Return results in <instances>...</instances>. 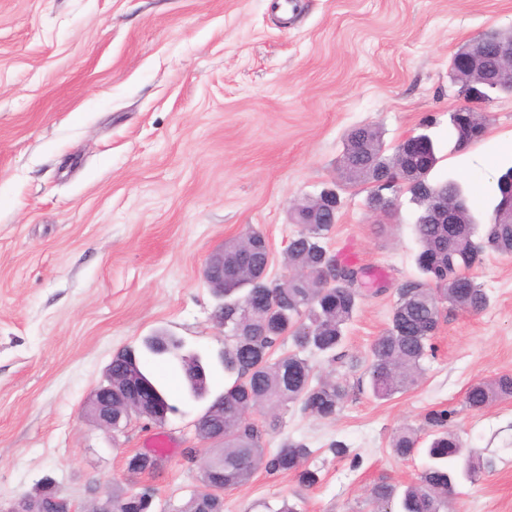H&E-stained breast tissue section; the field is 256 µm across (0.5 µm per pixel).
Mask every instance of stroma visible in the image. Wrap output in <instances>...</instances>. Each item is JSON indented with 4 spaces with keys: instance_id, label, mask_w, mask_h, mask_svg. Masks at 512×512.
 Returning a JSON list of instances; mask_svg holds the SVG:
<instances>
[{
    "instance_id": "stroma-1",
    "label": "stroma",
    "mask_w": 512,
    "mask_h": 512,
    "mask_svg": "<svg viewBox=\"0 0 512 512\" xmlns=\"http://www.w3.org/2000/svg\"><path fill=\"white\" fill-rule=\"evenodd\" d=\"M0 0V505L54 479L76 512L114 487L151 489L171 512L201 489L207 444L178 370L148 356L176 411L164 424L131 416L116 433L85 414L113 355L143 352L162 333L200 353L210 393L224 390V329L203 276L215 248L252 228L269 246L270 277L288 273L293 204L336 186L349 130L378 125L387 146L422 131L439 162L431 181L459 180L477 221L491 214L497 179L512 167V97L482 105L483 138L458 148L448 126L463 100L456 53L481 34L512 30V0ZM339 190L327 242L366 269L348 326L346 360L314 355L317 375L350 391L336 417L289 405L279 432L307 443L320 482L257 470L224 490V512H371L378 479L414 481L421 459L391 451L401 428L426 436L427 413L448 409L465 447L491 461L462 483L450 512H512V400L480 412L469 385L512 373V257L476 272L489 296L470 313L443 307L418 384L387 400L358 386L388 327L396 288L416 275L418 207L399 193L390 218L364 188ZM172 454L127 471L152 434ZM350 453L337 457L333 441Z\"/></svg>"
}]
</instances>
